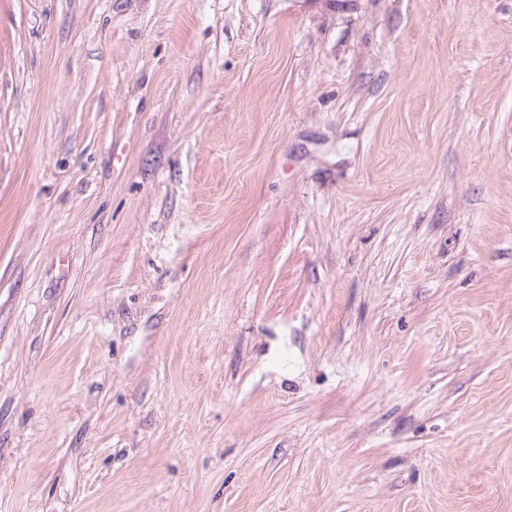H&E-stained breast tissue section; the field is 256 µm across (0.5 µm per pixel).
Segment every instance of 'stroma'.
Here are the masks:
<instances>
[{
  "instance_id": "stroma-1",
  "label": "stroma",
  "mask_w": 512,
  "mask_h": 512,
  "mask_svg": "<svg viewBox=\"0 0 512 512\" xmlns=\"http://www.w3.org/2000/svg\"><path fill=\"white\" fill-rule=\"evenodd\" d=\"M0 512H512V0H0Z\"/></svg>"
}]
</instances>
